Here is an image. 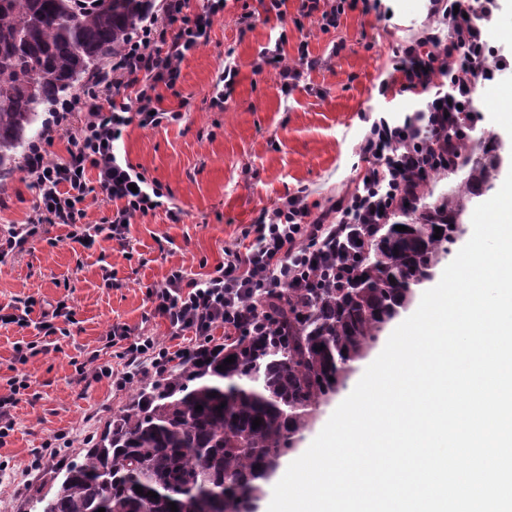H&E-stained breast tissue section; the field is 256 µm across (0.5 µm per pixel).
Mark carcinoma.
Wrapping results in <instances>:
<instances>
[{
  "label": "carcinoma",
  "instance_id": "1",
  "mask_svg": "<svg viewBox=\"0 0 512 512\" xmlns=\"http://www.w3.org/2000/svg\"><path fill=\"white\" fill-rule=\"evenodd\" d=\"M152 6L0 0V176L40 135L44 114L125 49ZM460 149L458 167L466 172L448 193L431 203L421 193L400 203L392 223L354 233L337 254L341 283L290 288L268 303L266 332L226 336L178 358L163 376L137 381L83 460L69 464L50 497L38 499L43 512H171L173 502L178 512H250L292 451L283 444L308 429L414 288L431 279L454 224L491 188L498 143L469 139ZM478 154L490 159L469 160ZM229 357L235 362L219 370Z\"/></svg>",
  "mask_w": 512,
  "mask_h": 512
}]
</instances>
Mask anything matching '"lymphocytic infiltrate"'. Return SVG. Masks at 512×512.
Instances as JSON below:
<instances>
[{"mask_svg": "<svg viewBox=\"0 0 512 512\" xmlns=\"http://www.w3.org/2000/svg\"><path fill=\"white\" fill-rule=\"evenodd\" d=\"M227 2L205 0L192 12L188 0H165L162 17L151 19L120 59L51 116L30 148L27 167L38 200L25 223L10 225L0 235L1 257L25 251L31 239L58 224L68 227L73 243L93 244L104 235L123 246L133 220L162 207L158 184L120 160L116 144L131 124L154 129L180 122V111L163 108L162 93L176 91L182 62L208 42ZM499 8V0H426L427 26L397 51L393 70L398 81L380 83L381 91L399 88L420 97L421 105L402 119H372L357 146L365 167L354 191L316 213L305 189H298L276 208L262 211L243 230L241 241L225 248L224 261L213 274L190 280L176 267L150 291L148 315L167 322L170 340L188 331L197 338L180 347L179 355H191L199 343L210 342L215 327L243 335L266 323V298L298 286L317 252L334 255L337 239L353 227L389 223L404 198L419 194L429 175L456 161L458 144L448 138L450 122L473 112L477 86L493 83L512 68V57L491 44ZM355 9L365 15L392 14L382 0H301L298 12L317 19L326 31ZM261 58L277 66L285 93L319 64L304 44L294 64L279 45L263 49ZM62 135L70 147L58 162L50 148ZM95 193L113 206L101 225L85 221L86 201ZM110 340L126 344L127 369L112 379L119 388L144 373L163 375L171 360L168 347L156 338L132 337L120 323L113 324Z\"/></svg>", "mask_w": 512, "mask_h": 512, "instance_id": "f902f5d3", "label": "lymphocytic infiltrate"}]
</instances>
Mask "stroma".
<instances>
[{"label": "stroma", "mask_w": 512, "mask_h": 512, "mask_svg": "<svg viewBox=\"0 0 512 512\" xmlns=\"http://www.w3.org/2000/svg\"><path fill=\"white\" fill-rule=\"evenodd\" d=\"M298 6L299 0H288L282 22L266 16L261 0H240L226 9L209 41L183 61L179 96L164 97L165 108L182 112L181 122L126 128L118 144L121 157L165 194L162 208L135 219L128 247L101 238L85 249L57 225L22 254L0 260V308L24 300L37 305L27 327L0 324V397L8 395L10 378L31 381L13 410V432L0 442V512H39L35 490L50 489L58 462L81 458L126 402L128 389L96 371L100 364L124 366L118 348L107 342L113 324L166 340L164 322L146 320L145 314L150 290L172 267H182L190 279L214 272L225 247L262 210L297 189H307L313 211L327 209L355 187L365 115L402 118L418 108L415 96L395 90L382 95L378 86L392 70L397 46L426 24L424 0H391L389 20L350 11L327 32L315 19L299 18ZM245 10L253 14L247 30L237 22ZM278 41L292 57L307 43L320 61L286 95L277 70L254 67L260 51ZM228 60L239 75L218 110L210 98ZM510 94L512 71L475 91L474 134L498 142L500 182L512 170V130L501 125L496 105ZM35 202L25 165L0 176V228L24 223ZM174 211L179 220L171 219ZM106 268L121 288L103 286ZM63 298L75 322L67 335L44 337L38 308ZM42 339L48 351L24 363L16 359V344Z\"/></svg>", "instance_id": "stroma-1"}]
</instances>
